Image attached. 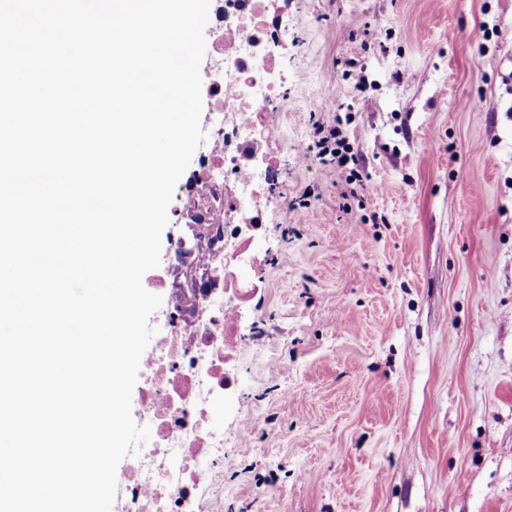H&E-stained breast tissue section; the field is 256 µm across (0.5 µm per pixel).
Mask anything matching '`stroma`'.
Instances as JSON below:
<instances>
[{
	"instance_id": "1",
	"label": "stroma",
	"mask_w": 512,
	"mask_h": 512,
	"mask_svg": "<svg viewBox=\"0 0 512 512\" xmlns=\"http://www.w3.org/2000/svg\"><path fill=\"white\" fill-rule=\"evenodd\" d=\"M283 25L205 508L512 512V0H288ZM330 89L365 210L303 153Z\"/></svg>"
}]
</instances>
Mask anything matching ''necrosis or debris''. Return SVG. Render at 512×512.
<instances>
[{
    "mask_svg": "<svg viewBox=\"0 0 512 512\" xmlns=\"http://www.w3.org/2000/svg\"><path fill=\"white\" fill-rule=\"evenodd\" d=\"M212 13L214 67L203 73L211 129L201 166L176 196L179 221L197 231L171 235V259L184 274L169 289L167 319L145 350L139 417L150 438L127 458L125 512H201L202 479L215 477L224 447V396L238 384L225 369L227 330L240 316L226 280L249 281L253 260L239 253L226 272L225 246L243 227L225 215L250 212L271 187L258 122L278 109L281 86L267 46L283 34L266 0H213ZM228 69L235 74L229 82ZM228 180L236 192L225 191Z\"/></svg>",
    "mask_w": 512,
    "mask_h": 512,
    "instance_id": "4bbe7bcc",
    "label": "necrosis or debris"
}]
</instances>
